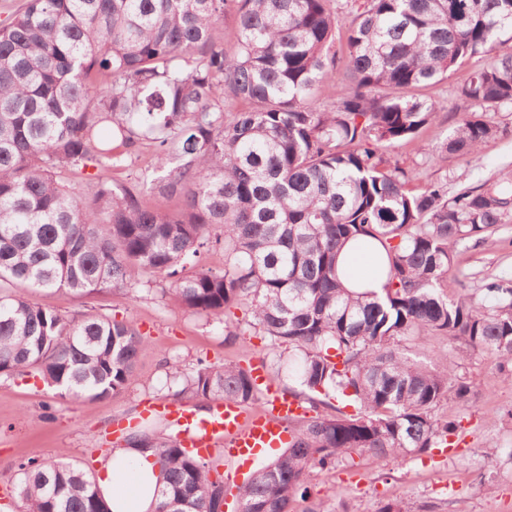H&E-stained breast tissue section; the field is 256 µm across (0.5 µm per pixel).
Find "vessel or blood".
Returning <instances> with one entry per match:
<instances>
[{"label":"vessel or blood","mask_w":512,"mask_h":512,"mask_svg":"<svg viewBox=\"0 0 512 512\" xmlns=\"http://www.w3.org/2000/svg\"><path fill=\"white\" fill-rule=\"evenodd\" d=\"M252 379L263 400L261 409L251 411L234 399L213 403L207 417L199 418L181 406L146 402L143 411L162 417L178 431L182 447L206 456L224 451L227 462L247 463L267 449L287 441L288 420L303 415L301 404L273 388L262 365L252 368Z\"/></svg>","instance_id":"obj_1"}]
</instances>
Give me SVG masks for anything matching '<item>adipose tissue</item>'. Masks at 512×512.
<instances>
[{
    "label": "adipose tissue",
    "instance_id": "ef3b65f1",
    "mask_svg": "<svg viewBox=\"0 0 512 512\" xmlns=\"http://www.w3.org/2000/svg\"><path fill=\"white\" fill-rule=\"evenodd\" d=\"M384 257L378 244L349 243L338 257L339 276L346 287L382 294ZM96 484L111 512H154L163 476L152 455L118 449L103 460Z\"/></svg>",
    "mask_w": 512,
    "mask_h": 512
}]
</instances>
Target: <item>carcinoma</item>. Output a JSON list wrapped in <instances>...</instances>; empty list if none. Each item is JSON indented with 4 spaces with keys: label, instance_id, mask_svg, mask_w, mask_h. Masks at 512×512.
Segmentation results:
<instances>
[{
    "label": "carcinoma",
    "instance_id": "carcinoma-1",
    "mask_svg": "<svg viewBox=\"0 0 512 512\" xmlns=\"http://www.w3.org/2000/svg\"><path fill=\"white\" fill-rule=\"evenodd\" d=\"M343 7L350 85L329 111L313 94L335 77ZM474 57L484 64L459 95L475 111L431 156L475 153L495 136L489 114L512 107V0H26L0 25V377L34 370L72 400L121 391L144 347L137 329L68 317L27 289L132 296L160 275L175 305L231 340L228 314L245 307L295 362L291 396L311 416L288 421V448L239 488L240 512H288L311 471L354 453L403 462L453 445L461 421L433 411L450 396L473 403L470 386L455 359L427 366L400 342L446 336L459 356L494 355L512 383V279L444 289L455 247L495 232L512 184L414 193L387 152L436 112L424 90ZM237 100L251 107L231 110ZM143 141L155 161L142 181L182 196L181 211L112 185L113 164ZM81 176L96 188L89 204L72 191ZM360 236L386 253L380 297L338 275ZM216 247L224 269L187 271ZM169 378L179 399L258 400L242 367L174 364ZM333 394L356 413L325 414ZM125 445L165 469L155 512H215L224 482L209 462L147 430ZM14 492L25 512H111L69 463L17 464Z\"/></svg>",
    "mask_w": 512,
    "mask_h": 512
}]
</instances>
